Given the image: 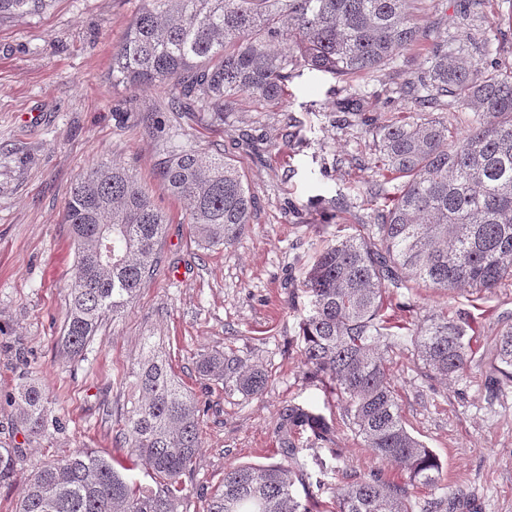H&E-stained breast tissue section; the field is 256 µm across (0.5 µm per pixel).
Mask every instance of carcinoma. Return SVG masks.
Returning <instances> with one entry per match:
<instances>
[{
    "instance_id": "obj_1",
    "label": "carcinoma",
    "mask_w": 512,
    "mask_h": 512,
    "mask_svg": "<svg viewBox=\"0 0 512 512\" xmlns=\"http://www.w3.org/2000/svg\"><path fill=\"white\" fill-rule=\"evenodd\" d=\"M45 4L0 0V18L35 14ZM435 8V0H143L112 50V85L167 88L173 110L200 108L222 121L241 94L281 102L300 66L347 81L429 42V66L403 93L419 105L449 97L468 110L461 132L426 112L375 131L377 162L400 184L377 223L331 240L304 276V366L373 456L408 474L403 484L377 471L343 484L336 512H412L410 489L441 481L438 458L405 426L388 374L384 352L399 339L385 314L394 290L410 281L449 296L512 286V71L488 63L486 41L468 45L422 23ZM162 175L186 204L198 242L229 245L250 223L255 197L225 157L173 150ZM65 222L76 251L60 344L75 359L153 276L167 221L133 173L101 165L71 186ZM407 331L417 360L437 378L452 383L485 364L489 393L512 383V323L483 350L463 318L434 314L411 320ZM197 370L224 393L244 397L260 394L269 379L232 350L201 354ZM133 377L140 397L124 424L128 463L87 452L47 462L31 473L16 512H180L182 476L202 448L206 405L163 362L149 360ZM10 403L28 436L62 430L38 386L20 383ZM307 429L328 442L334 424L312 403L288 405L284 458H295L292 435ZM21 453L0 447V483ZM137 468L153 484L129 476ZM298 482L300 470L281 462L237 466L225 472L206 512H313L310 496H296ZM461 496L448 488L431 512H453Z\"/></svg>"
}]
</instances>
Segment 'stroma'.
I'll return each mask as SVG.
<instances>
[{"label":"stroma","instance_id":"stroma-1","mask_svg":"<svg viewBox=\"0 0 512 512\" xmlns=\"http://www.w3.org/2000/svg\"><path fill=\"white\" fill-rule=\"evenodd\" d=\"M140 7V0H48L39 13L0 21V446L22 450L0 484V512H15L42 462L80 448L124 455V418L139 397L131 372L151 355L208 407L203 448L185 479L186 512H204L229 468L281 461L282 413L293 402L315 403L336 421L331 442L308 431L294 437L307 475L294 491L311 495L318 512H331L338 487L372 470L407 481L397 465L378 464L340 406L326 404L308 376L299 331L309 299L298 282L334 236L373 223L382 203L370 200L369 186L393 193L396 180L374 168L372 132L413 114L401 87L422 72L428 49L346 82L301 70L282 104L240 97L223 126L214 127L209 113L170 111L166 89L113 86L112 49ZM465 7V0H438L428 18L478 41L501 27L507 46L489 60L512 68V6L488 0L471 16ZM173 144L224 154L247 182L256 206L231 246L198 245L185 204L169 193L159 169ZM101 162L130 169L167 226L157 274L71 359L58 345L74 263L64 212L72 183ZM393 301L421 318L461 316L485 346L512 316V287L478 298L417 286L399 289ZM227 348L269 371L262 395L204 388L197 352ZM387 358L407 429L437 455L442 484L465 493L457 512H512V386L489 397L481 367L443 384L406 340ZM24 379L46 388L64 432L25 435L7 402Z\"/></svg>","mask_w":512,"mask_h":512}]
</instances>
